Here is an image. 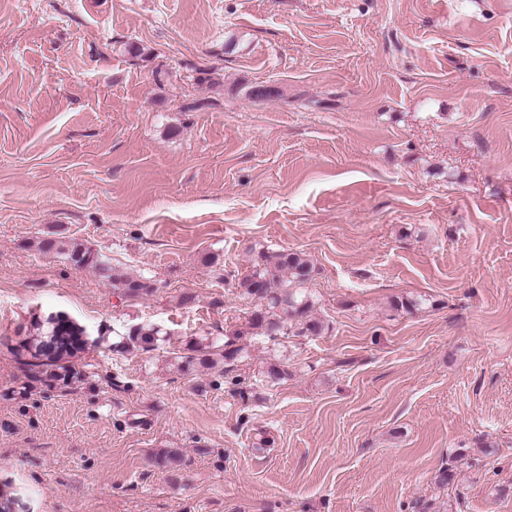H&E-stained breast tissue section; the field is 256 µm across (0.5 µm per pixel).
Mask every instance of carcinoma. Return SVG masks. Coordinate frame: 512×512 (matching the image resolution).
I'll use <instances>...</instances> for the list:
<instances>
[{
    "instance_id": "1",
    "label": "carcinoma",
    "mask_w": 512,
    "mask_h": 512,
    "mask_svg": "<svg viewBox=\"0 0 512 512\" xmlns=\"http://www.w3.org/2000/svg\"><path fill=\"white\" fill-rule=\"evenodd\" d=\"M38 247L44 253L61 256L75 269L92 270L126 299H139L156 291L151 277L141 273H125L111 266L100 253L75 239L47 238L39 241ZM314 275L315 266L301 252H274L264 248L252 250L249 272L238 280L241 295L256 302L246 327L225 336L219 345L189 342L188 354L182 356L181 369H208L222 362L227 383L239 386L245 380L234 373V367L243 358L244 348L238 345L243 336L275 340L280 336H320L329 331L330 325L312 314L314 300L306 285ZM31 328L29 344L32 346L41 344L49 336L74 339L84 334L81 326L65 318L43 322L35 316ZM163 335L165 332L155 324L136 323L118 336L115 348L118 351L153 350ZM27 345H22V348H27ZM77 356L76 352L50 355L37 351L31 354L38 365L46 367L52 377L64 384L74 377L71 362ZM286 376L288 371L275 361L269 363L264 371V381L271 387Z\"/></svg>"
}]
</instances>
